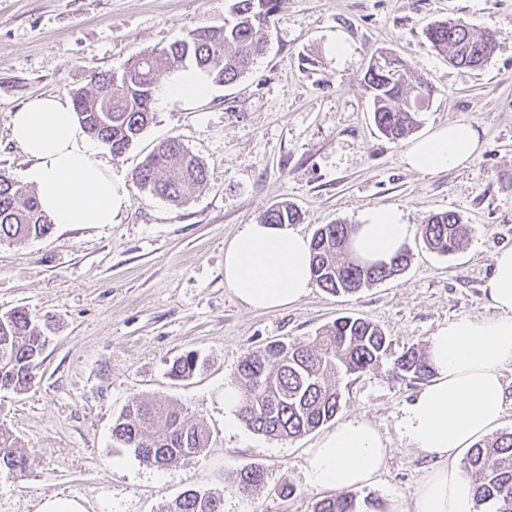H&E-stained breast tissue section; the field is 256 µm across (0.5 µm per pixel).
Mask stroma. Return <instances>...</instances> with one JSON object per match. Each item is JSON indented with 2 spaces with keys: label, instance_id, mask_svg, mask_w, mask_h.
<instances>
[{
  "label": "stroma",
  "instance_id": "1",
  "mask_svg": "<svg viewBox=\"0 0 512 512\" xmlns=\"http://www.w3.org/2000/svg\"><path fill=\"white\" fill-rule=\"evenodd\" d=\"M229 0H0V172L21 180L29 162L11 139V117L30 98L68 100L98 72H121L131 57L159 50L204 25L223 24ZM463 19L492 33L482 69L449 64L427 27ZM345 37L349 57L330 46ZM399 57L435 89L417 136L455 121L478 130L481 154L467 168L424 174L407 167V141L376 129L360 80L374 59ZM155 119L122 155L94 142L97 159L128 196L108 224H57L50 234L0 243V315L22 308L49 320L37 381L0 392V427L27 457L23 477L0 469V512H38L49 498L77 499L86 512H160L189 488L221 496L224 512H312L323 491L305 477L315 430L294 440L253 432L224 406L241 356L273 340H305L336 317L378 324L394 352L428 348L461 318L493 317L484 288L492 254L512 247V0H288L268 49L230 84L186 106L155 107ZM177 138L207 169L206 187L175 206L139 191L131 173L161 141ZM286 201L296 229L358 223L375 206H395L411 226L408 267L352 294L312 287L282 309L254 310L224 286V249L247 224ZM454 211L472 227L448 256L429 251L420 226ZM193 351L197 372L167 375ZM418 384L379 369L351 377L340 420L365 419L390 450L383 472L356 492L362 512L413 491L434 461L402 436L400 419ZM135 396L168 400L211 432L191 462L146 464L112 440V424ZM267 473L248 494L229 480L243 467ZM290 487V497L278 496Z\"/></svg>",
  "mask_w": 512,
  "mask_h": 512
}]
</instances>
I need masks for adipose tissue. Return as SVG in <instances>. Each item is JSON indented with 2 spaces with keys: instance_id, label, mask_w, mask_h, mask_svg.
<instances>
[{
  "instance_id": "ef3b65f1",
  "label": "adipose tissue",
  "mask_w": 512,
  "mask_h": 512,
  "mask_svg": "<svg viewBox=\"0 0 512 512\" xmlns=\"http://www.w3.org/2000/svg\"><path fill=\"white\" fill-rule=\"evenodd\" d=\"M212 83L190 66L158 84L155 98L166 105L198 102L208 97ZM11 138L30 161L24 179L35 187L53 223L108 224L125 205L123 187L96 158L70 105L54 97L31 99L14 113ZM481 146L472 124L454 122L413 140L403 160L426 174L461 169L477 158ZM409 234L401 210L372 207L355 225L351 248L360 258L387 262ZM224 284L253 309L295 304L313 285L309 239L286 224L245 225L224 251ZM485 293L495 316L462 318L433 336L428 357L434 377L400 420L408 444L435 460L413 493L415 512H475L471 481L461 462L504 412L501 370L512 364V248L494 251ZM388 452L368 420L338 423L311 449L307 481L315 489L361 488L382 472Z\"/></svg>"
}]
</instances>
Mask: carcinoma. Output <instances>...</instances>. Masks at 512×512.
Masks as SVG:
<instances>
[{
    "label": "carcinoma",
    "mask_w": 512,
    "mask_h": 512,
    "mask_svg": "<svg viewBox=\"0 0 512 512\" xmlns=\"http://www.w3.org/2000/svg\"><path fill=\"white\" fill-rule=\"evenodd\" d=\"M286 0H231L232 20L221 27H201L158 52H142L120 73H96L91 89L72 93L71 102L86 131L123 154L155 118L153 102L157 72L194 65L229 84L243 75L267 49L274 17ZM426 36L448 55V62L470 69L487 66L494 39L477 35L459 19L431 25ZM372 101L373 119L387 137L400 140L419 125L418 114L429 104L433 89L413 82L406 65L385 57L369 66L361 80ZM137 187L174 205H182L207 183L204 164L176 138L162 142L134 171ZM300 214L288 202L271 206L265 224H295ZM50 217L40 208L36 193L0 173V242H22L46 236ZM353 225L323 224L311 240L312 276L333 293H349L391 278L408 265L402 249L390 262H360L344 251ZM471 228L460 214L434 213L421 225L425 244L439 255L458 251ZM46 344L41 324L27 310L0 315V391L30 387ZM198 355L189 351L170 364L173 378L192 375ZM383 366L402 380L424 381L432 368L426 354L410 347L394 355L392 341L378 324L363 317H339L307 342L277 340L239 360L238 416L250 430L280 440L301 437L332 421L343 409L340 380ZM112 438L144 462L163 467L190 461L207 448L211 433L204 421L188 416L169 401L133 397L112 426ZM24 475L27 457L18 451L17 438L0 428V468ZM472 482L475 505L487 512H512V431L480 441L463 462ZM264 482V470L242 468L232 479L235 491L249 493ZM161 512H223L221 497L191 488L164 505ZM313 512H356L350 492L325 497Z\"/></svg>",
    "instance_id": "1"
}]
</instances>
